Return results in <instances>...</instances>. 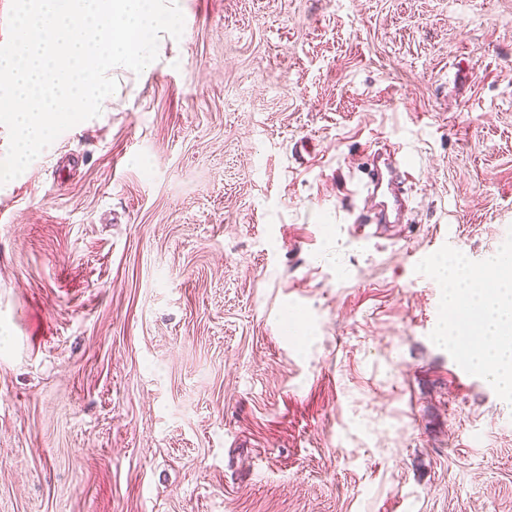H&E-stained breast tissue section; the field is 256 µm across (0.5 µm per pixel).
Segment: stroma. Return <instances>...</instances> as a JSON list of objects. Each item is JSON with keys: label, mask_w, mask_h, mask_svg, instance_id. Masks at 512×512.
Masks as SVG:
<instances>
[{"label": "stroma", "mask_w": 512, "mask_h": 512, "mask_svg": "<svg viewBox=\"0 0 512 512\" xmlns=\"http://www.w3.org/2000/svg\"><path fill=\"white\" fill-rule=\"evenodd\" d=\"M178 4L0 185V512H512L429 270L512 254V0ZM377 143L408 223L357 221Z\"/></svg>", "instance_id": "stroma-1"}]
</instances>
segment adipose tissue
Listing matches in <instances>:
<instances>
[{
	"label": "adipose tissue",
	"instance_id": "ef3b65f1",
	"mask_svg": "<svg viewBox=\"0 0 512 512\" xmlns=\"http://www.w3.org/2000/svg\"><path fill=\"white\" fill-rule=\"evenodd\" d=\"M450 287L448 304L456 319L472 323L466 342L470 359L488 370L503 389H512V273L497 277L494 289L478 288L461 264L438 266Z\"/></svg>",
	"mask_w": 512,
	"mask_h": 512
}]
</instances>
